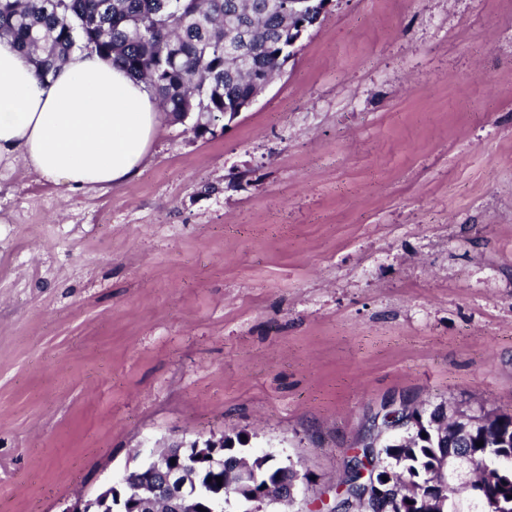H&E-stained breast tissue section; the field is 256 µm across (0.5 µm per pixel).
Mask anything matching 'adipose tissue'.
I'll return each mask as SVG.
<instances>
[{"mask_svg":"<svg viewBox=\"0 0 512 512\" xmlns=\"http://www.w3.org/2000/svg\"><path fill=\"white\" fill-rule=\"evenodd\" d=\"M165 119L145 83L96 52L43 78L0 40V172L23 165L72 191L109 189L141 173Z\"/></svg>","mask_w":512,"mask_h":512,"instance_id":"ef3b65f1","label":"adipose tissue"}]
</instances>
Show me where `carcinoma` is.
Returning <instances> with one entry per match:
<instances>
[{
	"instance_id": "1",
	"label": "carcinoma",
	"mask_w": 512,
	"mask_h": 512,
	"mask_svg": "<svg viewBox=\"0 0 512 512\" xmlns=\"http://www.w3.org/2000/svg\"><path fill=\"white\" fill-rule=\"evenodd\" d=\"M267 3L251 0L247 10L240 0H0V39L16 43L44 78L72 52L95 50L144 82L169 121L190 119L197 135L213 136L217 116L247 98L254 81L280 70L293 23ZM233 21L253 27L247 80L224 59ZM475 412L487 419L481 447L439 442L430 428L441 416L437 406L412 411L416 430L407 439L371 449L368 463L391 479L396 512H464L456 501L458 485L430 497L419 490L449 459L468 453L480 455L487 467L474 477L486 485L480 512H512V417L482 406ZM240 460L261 485H286L297 473L268 454Z\"/></svg>"
}]
</instances>
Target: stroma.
Returning a JSON list of instances; mask_svg holds the SVG:
<instances>
[{"instance_id":"35a3bbf8","label":"stroma","mask_w":512,"mask_h":512,"mask_svg":"<svg viewBox=\"0 0 512 512\" xmlns=\"http://www.w3.org/2000/svg\"><path fill=\"white\" fill-rule=\"evenodd\" d=\"M0 512L228 440L328 512L375 415H512V0H333L132 181L0 177Z\"/></svg>"}]
</instances>
